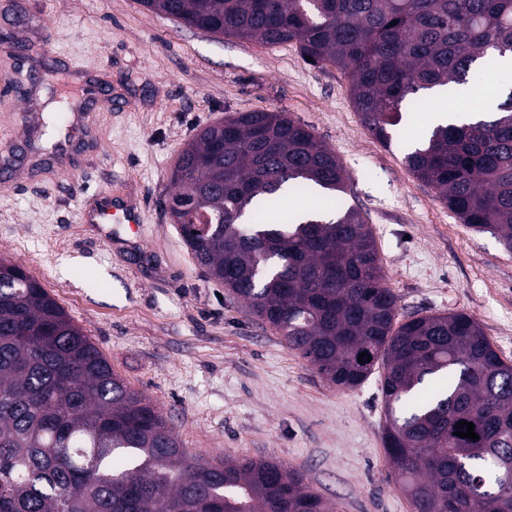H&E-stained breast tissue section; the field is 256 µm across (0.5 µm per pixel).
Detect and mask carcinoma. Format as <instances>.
Returning a JSON list of instances; mask_svg holds the SVG:
<instances>
[{
    "mask_svg": "<svg viewBox=\"0 0 512 512\" xmlns=\"http://www.w3.org/2000/svg\"><path fill=\"white\" fill-rule=\"evenodd\" d=\"M209 33L298 44L350 78L384 144L403 104L480 80L512 55V0H140ZM461 223L512 250V91L490 121L438 125L404 156ZM171 199L224 220L184 241L332 385L383 368V440L413 512H512V363L464 313L394 326L397 297L361 213L344 207L335 153L285 112L228 115L200 130L172 171ZM321 194L298 220L283 194ZM370 361L358 362L362 352ZM474 423L479 440L454 435ZM0 512H335L272 457L203 460L112 372L85 333L19 264L0 257Z\"/></svg>",
    "mask_w": 512,
    "mask_h": 512,
    "instance_id": "carcinoma-1",
    "label": "carcinoma"
}]
</instances>
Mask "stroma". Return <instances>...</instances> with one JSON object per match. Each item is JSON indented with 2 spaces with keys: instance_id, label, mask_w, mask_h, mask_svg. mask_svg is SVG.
Masks as SVG:
<instances>
[{
  "instance_id": "stroma-1",
  "label": "stroma",
  "mask_w": 512,
  "mask_h": 512,
  "mask_svg": "<svg viewBox=\"0 0 512 512\" xmlns=\"http://www.w3.org/2000/svg\"><path fill=\"white\" fill-rule=\"evenodd\" d=\"M30 46L35 95L20 97L6 46ZM109 91L73 112L66 143L44 132L40 92ZM404 111L392 145L363 126L350 79L306 62L295 43L219 37L139 0H0V256L37 278L115 375L156 404L189 454L272 457L337 512H412L384 449L381 374L329 384L279 333L196 262L166 212L181 150L225 116L281 111L348 172L346 205L376 244L396 319L463 312L512 362V252L462 224L403 161L428 112ZM145 224H89L103 193Z\"/></svg>"
}]
</instances>
